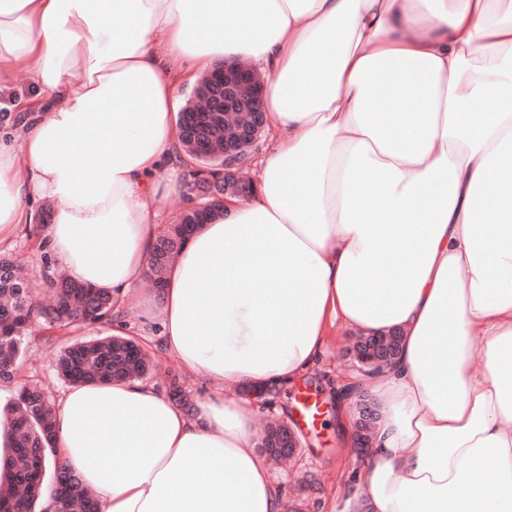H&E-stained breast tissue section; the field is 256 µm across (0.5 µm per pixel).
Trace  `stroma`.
<instances>
[{"label": "stroma", "mask_w": 512, "mask_h": 512, "mask_svg": "<svg viewBox=\"0 0 512 512\" xmlns=\"http://www.w3.org/2000/svg\"><path fill=\"white\" fill-rule=\"evenodd\" d=\"M0 252L11 253L23 265L30 278L34 300L46 303L51 295L43 288V275L48 268L43 261L37 238L19 227L14 239L0 245ZM354 336L344 329H336L320 365L303 380L282 387L274 407H261V419L295 420L298 404L305 394L318 398L323 414L314 427H304L300 432L301 446L287 466H274L273 474L284 487L292 512H315L319 498L341 482L342 472L360 466L357 454L344 444V423L336 414V402L330 388L345 382L359 373V364L353 348ZM59 349L58 343L47 341L42 327H33L27 340V361L20 373L21 380L39 382L51 401H58L67 385L52 372L51 363Z\"/></svg>", "instance_id": "1"}]
</instances>
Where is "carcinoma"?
<instances>
[{
    "label": "carcinoma",
    "mask_w": 512,
    "mask_h": 512,
    "mask_svg": "<svg viewBox=\"0 0 512 512\" xmlns=\"http://www.w3.org/2000/svg\"><path fill=\"white\" fill-rule=\"evenodd\" d=\"M216 151H223L230 128H204ZM190 225L172 224L156 239L152 252L160 253L178 239L186 238ZM169 260H151L148 277L162 287ZM7 268L12 282L0 280V381L17 382L13 402L0 409V422L11 428L13 444L0 459V512H47L43 498L53 490L55 512H97L93 496L80 477L60 461L49 466L56 455L55 408L34 384L18 382L23 345L30 326L38 322L48 330L69 327L112 326V294L88 285L49 278L54 300L48 307L36 304L27 291L18 296V286L28 287L26 277L7 254L0 253V268ZM57 372L73 384L93 381L145 379L152 368L151 351L134 336L74 338L61 347Z\"/></svg>",
    "instance_id": "1"
}]
</instances>
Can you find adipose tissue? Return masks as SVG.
I'll use <instances>...</instances> for the list:
<instances>
[{"mask_svg":"<svg viewBox=\"0 0 512 512\" xmlns=\"http://www.w3.org/2000/svg\"><path fill=\"white\" fill-rule=\"evenodd\" d=\"M493 57H486V50ZM224 59L268 78L257 189L218 200L145 313L203 379L70 386L55 445L99 512H288L257 447L259 387L318 363L333 327L400 331L360 379L369 460L320 512H512V0H0V243L53 203L46 250L121 308L177 173L182 90ZM32 91L22 76L16 77L0 91V136L1 138L4 136L14 137V146L18 152L22 151L23 139L17 137L14 133L19 113L15 112L11 106L13 101H16L19 97L30 96Z\"/></svg>","mask_w":512,"mask_h":512,"instance_id":"ef3b65f1","label":"adipose tissue"}]
</instances>
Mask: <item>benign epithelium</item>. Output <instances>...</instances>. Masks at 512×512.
Here are the masks:
<instances>
[{"label":"benign epithelium","mask_w":512,"mask_h":512,"mask_svg":"<svg viewBox=\"0 0 512 512\" xmlns=\"http://www.w3.org/2000/svg\"><path fill=\"white\" fill-rule=\"evenodd\" d=\"M211 90L196 97L197 110L182 115L181 135L187 136L199 124L226 126L239 112L250 113L248 123L234 128V137L224 141V164L218 169L196 168V174L185 186L191 206L183 215L196 218L202 224L210 212L211 202L228 198H246L256 190L253 181L243 178L247 164L242 153L257 144V134L265 127L264 107L267 79L245 64L226 63L208 73ZM396 339L391 336H361L354 349L359 363L368 368H386L395 354ZM354 404L361 411V419L354 424V448L357 456L365 458L371 447V436L377 412L366 400L358 397ZM301 447L299 436L287 424L262 438V448L277 459L292 456Z\"/></svg>","instance_id":"obj_1"}]
</instances>
